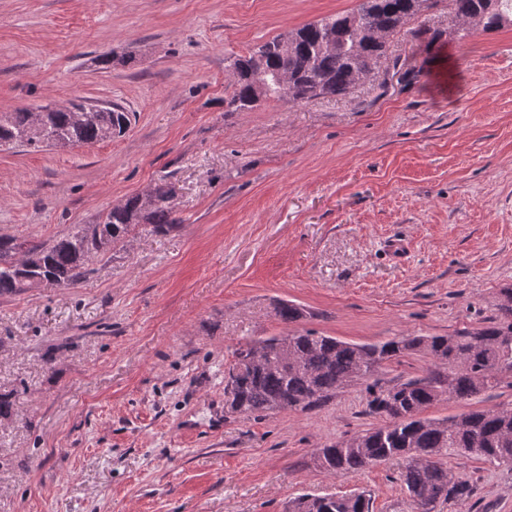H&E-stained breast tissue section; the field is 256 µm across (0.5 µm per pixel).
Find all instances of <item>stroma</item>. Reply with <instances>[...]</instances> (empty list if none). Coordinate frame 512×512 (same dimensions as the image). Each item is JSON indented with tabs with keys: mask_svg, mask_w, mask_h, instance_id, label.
Here are the masks:
<instances>
[{
	"mask_svg": "<svg viewBox=\"0 0 512 512\" xmlns=\"http://www.w3.org/2000/svg\"><path fill=\"white\" fill-rule=\"evenodd\" d=\"M359 3L0 0L1 115L76 97L131 115L91 146L0 151V234L66 235L161 179L178 220L76 287L0 297V512H285L361 490L413 512L396 465L314 463L383 425L363 385L311 413L224 400L245 342L448 335L492 325L512 287V27L458 38L440 0L352 93L225 111L234 59ZM508 403L512 376L427 415ZM444 462L473 493L435 512H512V467Z\"/></svg>",
	"mask_w": 512,
	"mask_h": 512,
	"instance_id": "obj_1",
	"label": "stroma"
}]
</instances>
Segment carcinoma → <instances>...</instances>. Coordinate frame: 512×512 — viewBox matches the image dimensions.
<instances>
[{
	"label": "carcinoma",
	"instance_id": "cac0c4a2",
	"mask_svg": "<svg viewBox=\"0 0 512 512\" xmlns=\"http://www.w3.org/2000/svg\"><path fill=\"white\" fill-rule=\"evenodd\" d=\"M440 0H362L348 13L308 23L288 37H274L232 64L233 92L227 111L248 110L264 101L300 103L345 96L370 78L385 57L391 38ZM459 38L512 27V0H448ZM45 122L33 127L34 113L11 112L0 118V150L33 148L62 141L89 146L112 138L130 123L116 107L93 111L82 102L44 107ZM173 191L160 180L148 190L116 204L96 224H84L65 236L32 241L0 235V296L53 286L73 288L90 273L89 262L129 241L143 227L165 234L176 227ZM498 322L449 336H394L373 344H353L314 331L260 339L265 361H247L249 344L234 352L224 373V396L231 412L259 416L279 406L282 412H311L336 392L365 384L367 411L388 418L380 427L338 440L320 449L316 465L338 475L373 464L399 466V480L414 504L457 502L469 498L468 480L444 466L454 450L512 466V404L446 418L424 413L444 400L465 401L497 387L512 374V303L499 304ZM283 322L303 317L300 307L282 302ZM429 357L421 377L395 384L372 379L384 363L410 354ZM287 512H372L371 495L360 492L304 493Z\"/></svg>",
	"mask_w": 512,
	"mask_h": 512
}]
</instances>
